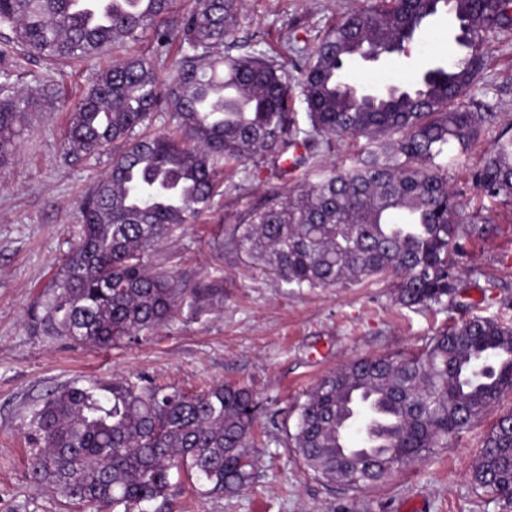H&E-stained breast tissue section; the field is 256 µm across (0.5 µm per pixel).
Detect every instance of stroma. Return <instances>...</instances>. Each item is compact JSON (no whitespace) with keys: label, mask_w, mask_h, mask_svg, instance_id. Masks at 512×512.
I'll return each mask as SVG.
<instances>
[{"label":"stroma","mask_w":512,"mask_h":512,"mask_svg":"<svg viewBox=\"0 0 512 512\" xmlns=\"http://www.w3.org/2000/svg\"><path fill=\"white\" fill-rule=\"evenodd\" d=\"M367 0H245L237 37L250 44L297 38L316 43L337 19L366 7ZM454 16L430 21L407 54L389 62H358L348 74L360 88L403 85L456 50ZM487 62L469 90L494 112L468 152L448 151V182L457 191L461 215L482 204L469 181L502 129L512 124V37L492 34ZM90 72L58 71L30 60L13 67L0 61V83L23 89L31 112L12 164L0 173V512H88L35 488L28 476L31 447L21 421L49 390L95 377L146 374L196 392L214 383L249 387L260 413L247 452L253 479L239 493L202 497L186 476L173 512H512V504L473 486L469 471L498 413L512 410V394L494 413L449 438L424 459L388 479L348 492L316 479L288 443L292 411L322 375L354 359L400 354L471 314L512 324V205L494 204L497 233L469 244L467 268L487 273L490 287L471 289L467 307L409 310L392 301L388 278L341 288L295 289L278 282L238 251L234 227L273 195L311 184L331 167L349 166L365 139L320 148L301 168L282 175L252 165L220 176L210 209L177 230L152 263L186 285L219 281L224 304L179 317L135 341L108 350L45 335L36 323L38 298L77 239L76 201L107 169L111 155L74 161L64 154L68 113L63 98L77 97ZM58 88L49 97L45 86Z\"/></svg>","instance_id":"obj_1"}]
</instances>
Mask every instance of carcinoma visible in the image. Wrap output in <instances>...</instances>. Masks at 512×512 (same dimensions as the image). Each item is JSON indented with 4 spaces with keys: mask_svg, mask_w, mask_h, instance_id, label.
Masks as SVG:
<instances>
[{
    "mask_svg": "<svg viewBox=\"0 0 512 512\" xmlns=\"http://www.w3.org/2000/svg\"><path fill=\"white\" fill-rule=\"evenodd\" d=\"M0 0L12 32L0 56L20 63L86 65L94 78L68 108L65 152L74 159L113 149L112 165L81 200L78 240L42 293L43 332L99 349L135 340L174 319L220 307L217 283L178 286L151 258L173 232L204 212L219 186L218 164L286 171L337 140L365 138L356 155L319 181L273 196L234 230L236 247L293 288H337L393 278L394 300L411 309L463 306L479 271L457 258L492 235L487 214L456 210L448 148H471L495 113L458 103L486 62L490 33L512 32V0H371L336 21L316 44L234 55L243 0ZM460 22L445 66L408 86L371 94L347 80L365 49L401 54L427 22ZM150 29L173 55L168 76L124 49ZM299 88L310 127L292 107ZM166 108V133L146 131ZM29 112L20 91L0 96V168L17 148ZM469 181L494 203H512V134L502 132ZM512 393V325L473 316L407 355L360 358L326 373L294 411L290 445L325 483L359 491L422 459L481 420ZM259 402L245 386L196 394L144 375L94 378L47 393L24 421L36 445L28 473L38 488L112 512H161L174 474L199 494L236 492L253 477L248 458ZM369 422L362 449L344 457L342 436ZM475 488L512 503V411L500 414L471 466Z\"/></svg>",
    "mask_w": 512,
    "mask_h": 512,
    "instance_id": "obj_1",
    "label": "carcinoma"
}]
</instances>
